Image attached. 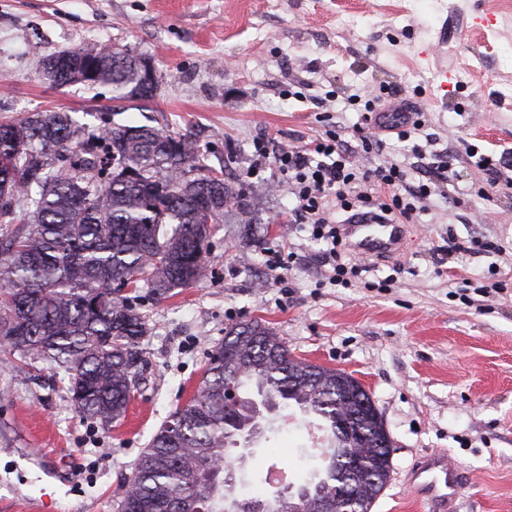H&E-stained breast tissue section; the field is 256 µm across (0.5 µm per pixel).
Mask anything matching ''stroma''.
Here are the masks:
<instances>
[{
    "mask_svg": "<svg viewBox=\"0 0 512 512\" xmlns=\"http://www.w3.org/2000/svg\"><path fill=\"white\" fill-rule=\"evenodd\" d=\"M85 43L151 59L154 101L122 106L108 88H58L28 51ZM454 74L440 85L439 71ZM384 91L425 113L426 135L448 154V179L380 259L388 288L328 283L322 246L289 230L292 197L273 163L254 168L253 139L302 146L332 129L374 134L364 98ZM63 110L82 123L148 124L196 139L208 168L257 199L252 224L219 225L207 275L165 298L137 288L148 328L126 412L110 424L70 400L67 374L40 358L0 367V512H119L152 437L196 394L225 330L260 321L292 355L352 374L381 412L393 469L372 512H411L403 478L434 449L470 477L458 512H512V187L488 199L471 151L506 161L512 177V0H0V118ZM486 237L502 254L446 255L449 239ZM297 259L288 288L271 284L266 254ZM504 281L466 302L458 286ZM277 455L241 466L248 481L287 469L298 485L312 443L306 422L272 415Z\"/></svg>",
    "mask_w": 512,
    "mask_h": 512,
    "instance_id": "obj_1",
    "label": "stroma"
}]
</instances>
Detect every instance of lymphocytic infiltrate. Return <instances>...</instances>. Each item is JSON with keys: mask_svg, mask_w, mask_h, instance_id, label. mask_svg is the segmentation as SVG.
I'll return each mask as SVG.
<instances>
[{"mask_svg": "<svg viewBox=\"0 0 512 512\" xmlns=\"http://www.w3.org/2000/svg\"><path fill=\"white\" fill-rule=\"evenodd\" d=\"M256 161L273 160L294 197L290 223L308 229L323 241L322 261L330 284L346 283L360 267L345 261L349 244L342 222L368 218L394 224H415L435 182L442 180L439 165L403 167L387 161L375 168L359 163L363 153H383V140L361 137L358 143L342 140L333 132L301 148L274 147L271 137L253 143Z\"/></svg>", "mask_w": 512, "mask_h": 512, "instance_id": "1", "label": "lymphocytic infiltrate"}]
</instances>
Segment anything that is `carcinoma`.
<instances>
[{
	"label": "carcinoma",
	"mask_w": 512,
	"mask_h": 512,
	"mask_svg": "<svg viewBox=\"0 0 512 512\" xmlns=\"http://www.w3.org/2000/svg\"><path fill=\"white\" fill-rule=\"evenodd\" d=\"M95 76L60 69L56 86L112 89V99H154L138 56L110 46L68 50ZM254 198L205 173L200 148L150 125L77 124L66 112H29L0 122V359L44 357L69 374L71 401L109 423L131 400L144 317L122 287L164 298L206 276L204 249L228 215L252 221ZM234 386L232 408L224 401ZM299 409L326 423L328 443L308 458L300 491L371 512L392 468V440L370 394L352 375L301 361L258 321L226 329L209 357L200 394L163 423L129 480L121 512H235L224 491L225 454L253 428L255 403Z\"/></svg>",
	"instance_id": "1"
}]
</instances>
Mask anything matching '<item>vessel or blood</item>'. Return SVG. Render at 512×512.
<instances>
[{"label":"vessel or blood","mask_w":512,"mask_h":512,"mask_svg":"<svg viewBox=\"0 0 512 512\" xmlns=\"http://www.w3.org/2000/svg\"><path fill=\"white\" fill-rule=\"evenodd\" d=\"M355 247L362 253L388 255L396 251L403 231L397 224H350L346 227ZM465 487L460 467L449 462L445 451L424 455L413 468L409 488L414 498L426 504L428 512H456Z\"/></svg>","instance_id":"1"}]
</instances>
